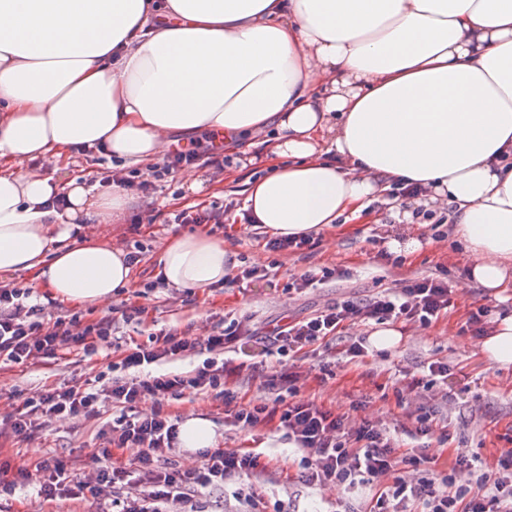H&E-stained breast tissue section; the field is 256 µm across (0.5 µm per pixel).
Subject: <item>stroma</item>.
<instances>
[{
	"label": "stroma",
	"mask_w": 512,
	"mask_h": 512,
	"mask_svg": "<svg viewBox=\"0 0 512 512\" xmlns=\"http://www.w3.org/2000/svg\"><path fill=\"white\" fill-rule=\"evenodd\" d=\"M198 170L203 184L196 193L189 190L177 172L156 182L152 223H143L144 212L136 209L126 223L99 225L102 235L123 248L137 242L143 245V260L135 269L136 280L155 277L158 253L175 232L168 218L178 212L180 202L194 197L206 207L241 204L245 180L253 175L252 170H241L236 181L228 183L223 171L206 162H199ZM369 209L375 216L374 222L342 225L324 234L313 251L302 254L266 252L262 238L248 227L234 226L229 247L245 261L269 266L270 280L245 289L228 282L205 299L188 289L158 288L139 301L147 311L145 319L117 322L110 345L99 347L93 355L76 350L59 353L57 358L43 360L36 366H0V421L20 405V391L33 392L63 382H94L115 360L119 348L144 342L149 333L170 325L180 326L198 339L230 313L250 317L258 331L237 352L236 361L249 364L263 360L270 365L294 368L301 375L304 395L339 414L351 412L354 404L363 403L364 416L396 434L412 429L420 410H433L437 420L447 424L450 439L445 444L429 439L431 453L466 456L479 473L491 469L497 451L512 446V370L501 371L488 362L479 350V337L465 331L463 324L471 309L485 305L496 313L500 305L488 301L481 288L468 284L466 260L450 239L425 237L423 225L400 226L404 237H421L420 250L403 258L396 267L379 261V238L388 230L396 211L384 196L372 198ZM325 266L342 269L343 277L327 280L301 294L285 291L291 275ZM441 269L447 270L454 285L447 315L426 327L404 325L401 341L387 356L371 350L361 360L349 361L344 349L350 338L372 332L371 327L357 324L305 360L294 362L267 352L265 334L280 319L300 320L336 300L367 299L382 290L401 287L404 279ZM432 359L447 362V384L421 393L407 391L410 379L421 376L422 364ZM324 365L332 369L334 376L321 381L317 375ZM173 410L180 416L195 413L209 418L216 428L217 447L252 448L267 457V470L251 480L254 492L266 504L283 502L288 512H364L374 492L367 485L348 494L302 482L299 457L282 432L271 426L245 432L225 424L224 404L212 396L186 394L174 404ZM98 426L95 419L53 420L48 423L45 435L21 444L15 443L10 435H1L0 455L14 458L19 465L28 460L59 457L77 461L82 471L90 473L100 465L95 447ZM240 484V479L229 480L223 489L198 492L191 503H173L168 510L189 512L194 506L198 512H245L247 503L236 494ZM111 502L108 494L96 503L65 496L48 500L40 496L35 483L29 482L0 497V512H109Z\"/></svg>",
	"instance_id": "35a3bbf8"
}]
</instances>
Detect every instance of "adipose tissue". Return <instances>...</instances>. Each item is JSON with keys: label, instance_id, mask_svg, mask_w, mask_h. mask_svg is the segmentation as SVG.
Masks as SVG:
<instances>
[{"label": "adipose tissue", "instance_id": "1", "mask_svg": "<svg viewBox=\"0 0 512 512\" xmlns=\"http://www.w3.org/2000/svg\"><path fill=\"white\" fill-rule=\"evenodd\" d=\"M211 130L266 167L243 200L262 230L317 235L412 184L450 209L470 281L512 289V0H0V276L110 302L133 271L91 227L123 223L131 189L35 160L91 150L146 176L173 136ZM237 265L203 229L157 260L204 297ZM480 350L512 368V311Z\"/></svg>", "mask_w": 512, "mask_h": 512}]
</instances>
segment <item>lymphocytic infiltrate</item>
I'll return each mask as SVG.
<instances>
[{"label":"lymphocytic infiltrate","instance_id":"f902f5d3","mask_svg":"<svg viewBox=\"0 0 512 512\" xmlns=\"http://www.w3.org/2000/svg\"><path fill=\"white\" fill-rule=\"evenodd\" d=\"M452 288L444 270L411 278L399 291L331 303L310 317L275 326L269 339L279 355L292 358L321 347L357 322L427 326L447 310ZM29 297V289L0 285L1 363L28 364L73 348L92 354L97 343L112 336L114 313L86 325L73 318L51 321ZM252 333L246 316L214 325L199 341L171 326L124 350L110 364L112 376L102 387L63 383L25 394L22 408L8 422L9 433L19 442L43 433L49 416L85 420L112 407L111 423L99 431L103 464L94 477L84 479L60 460L43 459L18 468L4 460L0 472H13L14 478L0 481V494H11L17 484L32 479L47 499L64 495L96 500L105 489L134 485L138 491L133 498L113 497L112 512H165V504L188 501L199 490L218 489L226 479L263 472L267 463L261 455L240 449H206L199 453V465H172L179 422L164 405L192 390L222 399L224 417L234 427L251 431L276 424L300 452L302 477L309 485L349 490L378 484L368 512H512V448L501 450L494 467L470 482L466 475L472 466L466 457H457L448 471H437L426 449H400L389 432L371 421L352 426L350 417L302 396L298 373L275 369L266 375V389L287 391L290 401L285 408L262 400L241 402L234 383L248 366L234 363L228 354ZM191 355L199 359L194 369L166 370V363ZM148 399L153 411L139 413L138 405ZM124 448L136 451L130 465L114 464V450Z\"/></svg>","mask_w":512,"mask_h":512}]
</instances>
